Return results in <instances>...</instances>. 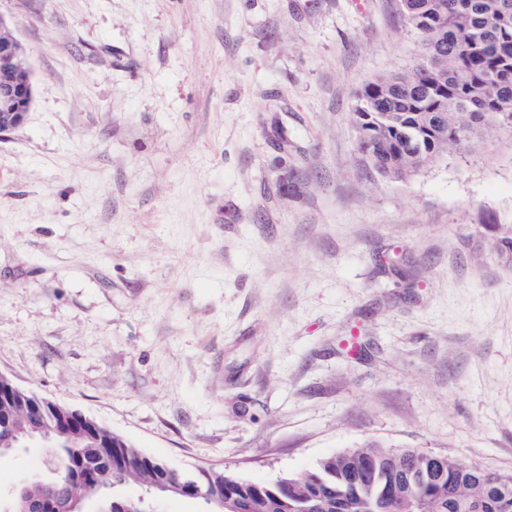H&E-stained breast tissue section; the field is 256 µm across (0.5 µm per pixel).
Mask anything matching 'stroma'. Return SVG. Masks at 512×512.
Segmentation results:
<instances>
[{"instance_id":"obj_1","label":"stroma","mask_w":512,"mask_h":512,"mask_svg":"<svg viewBox=\"0 0 512 512\" xmlns=\"http://www.w3.org/2000/svg\"><path fill=\"white\" fill-rule=\"evenodd\" d=\"M0 373L182 470L367 442L512 475V128L403 181L356 95L398 0H0ZM33 445L0 487L45 467ZM27 50L0 17V134L20 126L33 101Z\"/></svg>"}]
</instances>
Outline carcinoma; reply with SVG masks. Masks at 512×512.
I'll return each mask as SVG.
<instances>
[{
    "instance_id": "cac0c4a2",
    "label": "carcinoma",
    "mask_w": 512,
    "mask_h": 512,
    "mask_svg": "<svg viewBox=\"0 0 512 512\" xmlns=\"http://www.w3.org/2000/svg\"><path fill=\"white\" fill-rule=\"evenodd\" d=\"M404 24L420 38L419 62L409 70L383 74L357 94L354 123L357 139L374 144L366 155L382 176L403 177L415 171L403 165L410 148L429 154L430 161L459 151L474 132L486 136L502 126L512 127V14L501 10L505 0H399ZM440 22L445 38L458 44L448 63V78L440 80L435 67L441 41L430 25ZM391 98L387 112H374L371 98ZM444 108L452 121L444 128H428L419 114ZM415 128L416 140L404 132ZM39 404L26 400L0 402V460L49 432L44 444L50 452L47 470L17 484L6 512H76L75 496L89 488L102 506L121 503L129 512H152L151 502L162 496L179 497L175 488L190 484L200 491L201 512H224L229 500L235 512H463L448 510V500L468 512H501L502 501L512 503V475L464 468L423 451L389 452L374 444L337 453L312 469L271 484H258L218 469L180 471L148 455L135 445L112 438L114 466L98 459L96 449L77 429L60 422L54 411L36 421ZM170 478L172 489L158 491L159 478ZM139 485L144 494L122 492Z\"/></svg>"
}]
</instances>
